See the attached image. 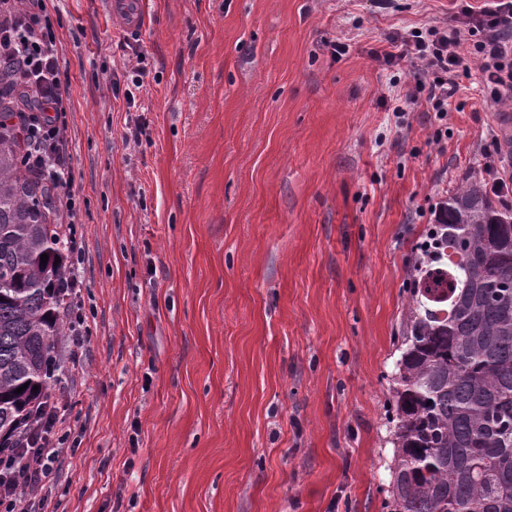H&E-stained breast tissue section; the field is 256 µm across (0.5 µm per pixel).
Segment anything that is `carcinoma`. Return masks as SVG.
<instances>
[{"label": "carcinoma", "instance_id": "cac0c4a2", "mask_svg": "<svg viewBox=\"0 0 512 512\" xmlns=\"http://www.w3.org/2000/svg\"><path fill=\"white\" fill-rule=\"evenodd\" d=\"M12 117L0 112V454L46 396L67 236L50 210L56 188L22 164ZM400 339L386 508L512 512V207L485 180L461 183L417 243Z\"/></svg>", "mask_w": 512, "mask_h": 512}]
</instances>
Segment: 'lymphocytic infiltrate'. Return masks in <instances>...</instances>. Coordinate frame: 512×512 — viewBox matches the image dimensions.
I'll use <instances>...</instances> for the list:
<instances>
[{
  "mask_svg": "<svg viewBox=\"0 0 512 512\" xmlns=\"http://www.w3.org/2000/svg\"><path fill=\"white\" fill-rule=\"evenodd\" d=\"M376 56L390 67L407 66L419 77L397 100L406 106L426 102L445 115L448 100L459 90V72L478 67L490 100L512 96V0L488 6H462L455 24L429 25L393 33ZM13 54L18 65L19 122L32 141L25 166L36 177L65 185L69 179L62 130L69 108L70 85L62 81L57 36L47 0H0V55ZM44 414L25 435L19 455L0 456V512H49L48 490L57 481L61 448L55 435L61 422L54 398L42 402Z\"/></svg>",
  "mask_w": 512,
  "mask_h": 512,
  "instance_id": "obj_1",
  "label": "lymphocytic infiltrate"
}]
</instances>
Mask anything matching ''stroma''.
<instances>
[{"mask_svg":"<svg viewBox=\"0 0 512 512\" xmlns=\"http://www.w3.org/2000/svg\"><path fill=\"white\" fill-rule=\"evenodd\" d=\"M142 4L139 39L110 0L48 4L89 330L47 387L70 432L57 512H384L412 249L471 175L512 206V108L474 69L447 117H396L414 76L374 51L456 0Z\"/></svg>","mask_w":512,"mask_h":512,"instance_id":"1","label":"stroma"}]
</instances>
